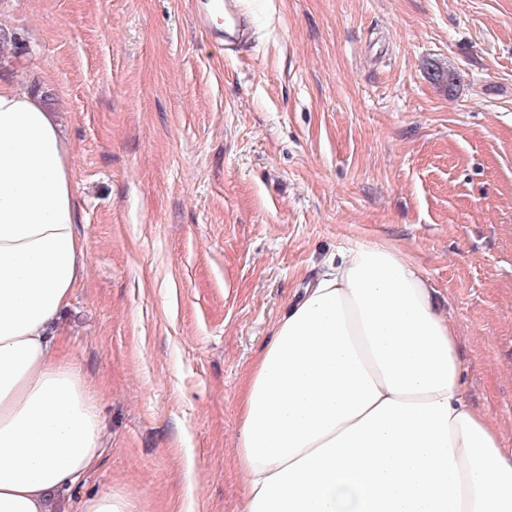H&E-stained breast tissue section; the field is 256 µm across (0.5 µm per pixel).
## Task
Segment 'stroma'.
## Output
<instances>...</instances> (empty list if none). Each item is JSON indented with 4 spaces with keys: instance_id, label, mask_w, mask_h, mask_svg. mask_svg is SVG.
Here are the masks:
<instances>
[{
    "instance_id": "stroma-1",
    "label": "stroma",
    "mask_w": 512,
    "mask_h": 512,
    "mask_svg": "<svg viewBox=\"0 0 512 512\" xmlns=\"http://www.w3.org/2000/svg\"><path fill=\"white\" fill-rule=\"evenodd\" d=\"M242 2L236 53L197 0H0V80L56 112L88 254L56 348L104 448L58 512H242L245 375L361 243L436 289L512 447V0ZM74 512H135V507L127 496L94 494L81 499Z\"/></svg>"
}]
</instances>
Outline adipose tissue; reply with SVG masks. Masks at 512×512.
Segmentation results:
<instances>
[{
    "instance_id": "ef3b65f1",
    "label": "adipose tissue",
    "mask_w": 512,
    "mask_h": 512,
    "mask_svg": "<svg viewBox=\"0 0 512 512\" xmlns=\"http://www.w3.org/2000/svg\"><path fill=\"white\" fill-rule=\"evenodd\" d=\"M70 144L0 84V512H54L103 428L52 333L86 275ZM398 247L349 248L251 365L243 512H512V448L463 394L457 333Z\"/></svg>"
}]
</instances>
